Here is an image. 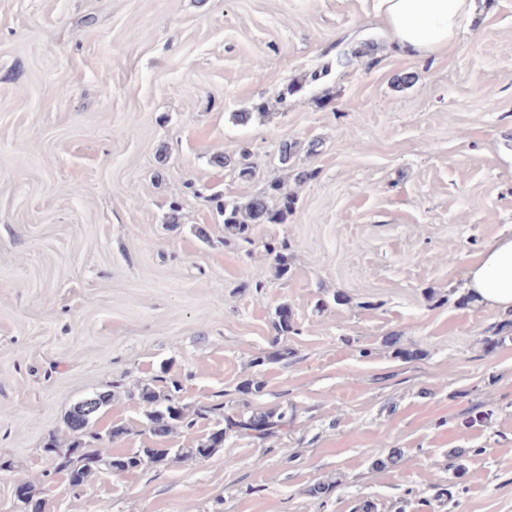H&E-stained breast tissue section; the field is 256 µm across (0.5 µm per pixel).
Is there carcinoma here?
<instances>
[{"mask_svg": "<svg viewBox=\"0 0 512 512\" xmlns=\"http://www.w3.org/2000/svg\"><path fill=\"white\" fill-rule=\"evenodd\" d=\"M273 200L279 202L281 216L288 213L295 204V197L284 192L281 185L274 182L269 185L267 193L244 204L235 201L220 204L224 227L237 238L250 241L252 225L274 220L270 205ZM266 250L274 256L279 275H288L285 255L288 243L283 241L277 246L268 245ZM180 390L181 385L177 380L171 381V388L165 391L157 390L150 383L139 388L138 397L146 406V424L153 435L166 437L179 428L191 429L198 421L209 419L225 424V429L199 439L193 448H139L134 452L115 453L102 442V435L94 430L93 424L80 427L74 423L76 408L72 407L65 415L69 441L62 443L51 436L44 445V451L50 454L55 471L66 476L71 486L80 488L100 470L127 473L149 466H165L182 458L206 459L224 446V435L228 431L265 440L288 427L292 420L286 408L253 411L249 414H226L222 403L190 407L177 400L175 393Z\"/></svg>", "mask_w": 512, "mask_h": 512, "instance_id": "carcinoma-1", "label": "carcinoma"}]
</instances>
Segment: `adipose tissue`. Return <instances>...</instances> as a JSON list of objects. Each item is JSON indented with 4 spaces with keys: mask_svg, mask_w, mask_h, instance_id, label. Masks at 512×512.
Here are the masks:
<instances>
[{
    "mask_svg": "<svg viewBox=\"0 0 512 512\" xmlns=\"http://www.w3.org/2000/svg\"><path fill=\"white\" fill-rule=\"evenodd\" d=\"M382 24L409 59L446 52L472 23L475 0H374ZM462 288L476 302L512 314V235L492 239L468 265Z\"/></svg>",
    "mask_w": 512,
    "mask_h": 512,
    "instance_id": "adipose-tissue-1",
    "label": "adipose tissue"
}]
</instances>
